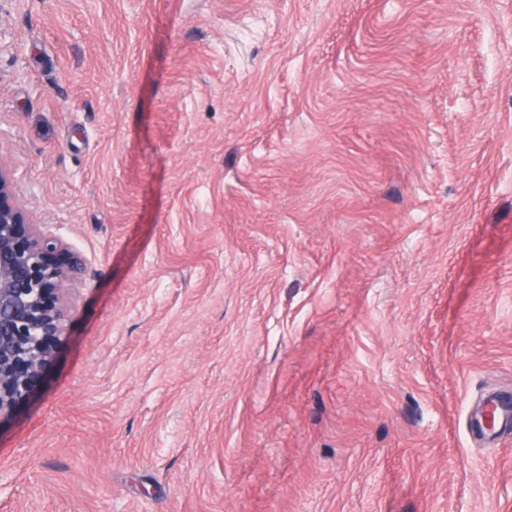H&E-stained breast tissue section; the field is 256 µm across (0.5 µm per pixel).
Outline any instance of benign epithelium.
<instances>
[{"mask_svg": "<svg viewBox=\"0 0 512 512\" xmlns=\"http://www.w3.org/2000/svg\"><path fill=\"white\" fill-rule=\"evenodd\" d=\"M87 266L33 223L0 164V421L12 416L64 335V290Z\"/></svg>", "mask_w": 512, "mask_h": 512, "instance_id": "obj_1", "label": "benign epithelium"}]
</instances>
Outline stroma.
Instances as JSON below:
<instances>
[{"label":"stroma","instance_id":"stroma-1","mask_svg":"<svg viewBox=\"0 0 512 512\" xmlns=\"http://www.w3.org/2000/svg\"><path fill=\"white\" fill-rule=\"evenodd\" d=\"M0 162L88 267L0 512H512V0H0Z\"/></svg>","mask_w":512,"mask_h":512}]
</instances>
